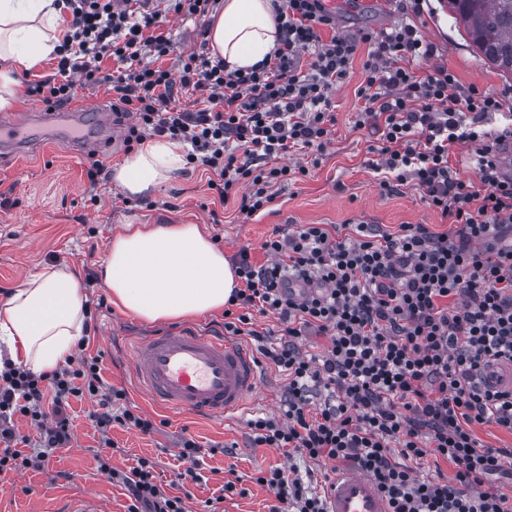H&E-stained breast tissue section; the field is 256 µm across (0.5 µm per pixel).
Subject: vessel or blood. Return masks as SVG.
<instances>
[{"instance_id":"b4317fda","label":"vessel or blood","mask_w":512,"mask_h":512,"mask_svg":"<svg viewBox=\"0 0 512 512\" xmlns=\"http://www.w3.org/2000/svg\"><path fill=\"white\" fill-rule=\"evenodd\" d=\"M35 116H0V148L27 143ZM132 376L138 392L160 411L193 412L222 420L248 414L261 385V370L253 351L238 340L188 328L162 331L134 340ZM487 385L512 390V362L484 372ZM325 512H390L376 482L350 467L336 473L326 493Z\"/></svg>"}]
</instances>
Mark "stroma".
<instances>
[{"mask_svg": "<svg viewBox=\"0 0 512 512\" xmlns=\"http://www.w3.org/2000/svg\"><path fill=\"white\" fill-rule=\"evenodd\" d=\"M335 34L360 37L366 31L393 27L403 17L400 0H335ZM415 23L423 37L434 43V64H443L460 83L476 84L494 92L512 86V77L484 63L466 33L448 10V0H430ZM365 50H358L350 74L333 93L336 125L332 142L319 167L297 180L273 186L270 209L244 222L236 199L219 201L208 188L209 173L200 166H184L155 193L130 198L105 179L90 189L87 170L93 161L106 168L127 155L122 139L106 144L98 156L78 157L57 142L33 146L19 153L0 154V300L21 280L52 265L98 270L113 238L128 224H197L215 238L227 257L248 249L256 264L266 256L262 243L273 233L297 230L303 224L338 228L346 223L371 224L384 233H396L403 224H424L434 232L447 230L439 211L413 183L383 192L371 168L366 130L355 128L361 102L355 91L363 80ZM81 294L91 303L95 331L87 348L102 355L104 379L130 392L139 408L146 401L131 393L129 353L135 339L164 330L161 322H147L113 306L101 282L83 285ZM94 404L76 400L70 411L73 441L57 449L44 467L0 475V512H56L61 502L82 496L97 500L104 512H126L129 503L122 485L94 469L101 437L89 418ZM159 421L157 432L143 435L113 428L118 449L113 467L126 471L138 458H154L162 482L174 480L183 465L178 457L181 436L192 437L202 448L200 482L187 485L189 512H207L206 501L220 498L221 512H270L276 500L257 484L259 471L288 467L284 450L252 447L245 421L220 422L190 414L166 416L151 410ZM236 489L223 493L228 480Z\"/></svg>", "mask_w": 512, "mask_h": 512, "instance_id": "35a3bbf8", "label": "stroma"}]
</instances>
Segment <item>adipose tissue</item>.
<instances>
[{"label":"adipose tissue","instance_id":"1","mask_svg":"<svg viewBox=\"0 0 512 512\" xmlns=\"http://www.w3.org/2000/svg\"><path fill=\"white\" fill-rule=\"evenodd\" d=\"M57 0H0V112L19 96L14 72H29L63 38ZM210 53L229 68H249L277 46L272 0H224L209 24ZM180 144L155 138L112 170L128 196L147 194L182 168ZM112 302L148 322L223 310L238 278L223 251L196 224L127 225L112 241L101 269ZM79 274L44 269L0 303V349L34 371L53 370L83 335Z\"/></svg>","mask_w":512,"mask_h":512}]
</instances>
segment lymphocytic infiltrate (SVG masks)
<instances>
[{"label":"lymphocytic infiltrate","mask_w":512,"mask_h":512,"mask_svg":"<svg viewBox=\"0 0 512 512\" xmlns=\"http://www.w3.org/2000/svg\"><path fill=\"white\" fill-rule=\"evenodd\" d=\"M69 15L57 47L56 78L26 83L47 105L69 102L76 84L111 85L114 116L127 146L158 136L186 148L188 163L210 168L208 187L221 200L238 197L243 218L272 202L271 187L306 166H276L295 148L324 152L336 123L332 93L346 80L360 45H367L357 127L375 138L379 186L390 192L414 183L451 225L435 233L422 224L381 234L354 224L343 237L323 225L273 235L264 264L247 250L234 257L241 282L224 311V331L261 342L284 375L279 414L247 426L253 443L289 449L309 461L350 464L369 473L392 512H512V502L488 487L491 476L512 477V448L481 444L475 426L512 433V392L480 387L478 371L512 361V178L502 172L501 147L512 144V122L483 130L501 111V95L463 86L434 64L436 46L405 23L360 38L322 41L334 17L324 0H283L276 9L278 46L262 66L227 69L223 59L194 51L179 73L162 66L172 39L161 20L193 21L199 35L220 0H62ZM112 57L119 74L104 72ZM202 93L195 110L172 105L174 86ZM471 150L475 176L450 166L457 148ZM272 317L282 333L264 346L256 316ZM325 338L317 353L305 342ZM89 336L77 354L46 373L0 365V474L41 465L73 435L72 400L91 399V419L112 447L113 427L153 433L157 425L128 407L125 390L106 382L101 357H89ZM34 427L31 453L18 450L15 418ZM432 457L450 463L453 477H418ZM97 469L128 493L127 512H187L181 496L158 482L147 457L121 471L96 455ZM313 470L278 467L258 484L277 503L270 512H324Z\"/></svg>","instance_id":"f902f5d3"}]
</instances>
